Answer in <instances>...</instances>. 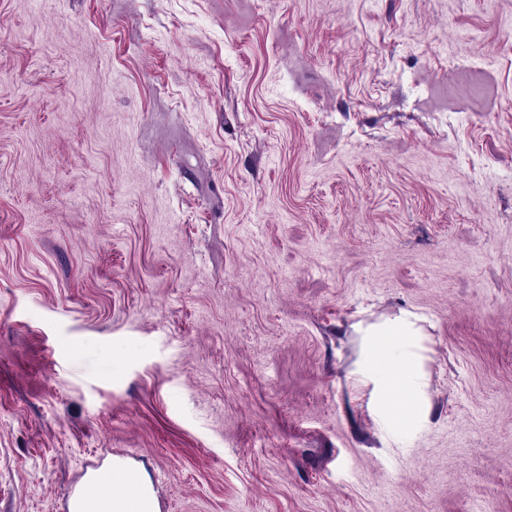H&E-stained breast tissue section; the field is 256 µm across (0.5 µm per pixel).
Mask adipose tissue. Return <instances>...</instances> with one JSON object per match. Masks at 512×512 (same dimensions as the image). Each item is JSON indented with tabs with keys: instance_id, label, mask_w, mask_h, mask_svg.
<instances>
[{
	"instance_id": "obj_1",
	"label": "adipose tissue",
	"mask_w": 512,
	"mask_h": 512,
	"mask_svg": "<svg viewBox=\"0 0 512 512\" xmlns=\"http://www.w3.org/2000/svg\"><path fill=\"white\" fill-rule=\"evenodd\" d=\"M364 357L355 380L368 388L370 403L397 426L423 425L431 411L426 358L420 352L425 336L412 314L370 325L361 331ZM86 512H159L152 487L136 484L132 496L92 502Z\"/></svg>"
}]
</instances>
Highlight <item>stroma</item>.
Listing matches in <instances>:
<instances>
[{"label":"stroma","instance_id":"obj_1","mask_svg":"<svg viewBox=\"0 0 512 512\" xmlns=\"http://www.w3.org/2000/svg\"><path fill=\"white\" fill-rule=\"evenodd\" d=\"M409 312L428 424L355 387ZM512 512V0H0V512ZM140 483L136 484L131 493L122 498L106 496L101 500L92 502L86 512H158V500L152 487L138 476Z\"/></svg>","mask_w":512,"mask_h":512}]
</instances>
